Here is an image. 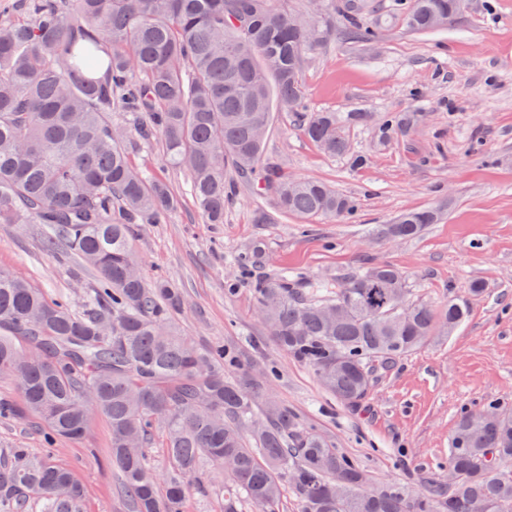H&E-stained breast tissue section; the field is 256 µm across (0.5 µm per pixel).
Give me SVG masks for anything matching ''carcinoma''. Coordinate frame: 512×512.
Returning <instances> with one entry per match:
<instances>
[{
	"label": "carcinoma",
	"instance_id": "1",
	"mask_svg": "<svg viewBox=\"0 0 512 512\" xmlns=\"http://www.w3.org/2000/svg\"><path fill=\"white\" fill-rule=\"evenodd\" d=\"M397 6L410 29L426 32L453 21L462 0ZM323 8L310 0L315 41L286 0H30L25 17L0 18V224L45 225V248L79 259L96 279L77 313L0 269V376L21 398L0 397V417L34 416L44 444L39 455L14 448L0 462V512H23L31 501L82 512L84 486L56 445L81 440L91 412L110 424L112 466L135 512H185L206 462L227 468L224 512L246 502L278 512L286 487L299 512H512L511 407L492 399L460 408L449 480L432 477L419 493L374 484L325 435L264 397L265 376H224L239 355L183 336L172 321L180 292L147 281L133 255V225L167 223L177 198L129 162L125 131L112 125L117 108L137 115L144 139H160L207 224L224 223L230 171L258 176L286 214L354 212L329 185L262 162L276 111L299 113L303 135L323 152L349 151L336 113L302 112L307 53L336 35ZM368 8L347 4L366 45L376 39L358 24ZM408 122L389 115L377 133L389 138ZM440 218L436 208L414 209L374 234L410 239ZM323 288L307 293L280 274L254 292L274 342L351 409L365 403L379 371L451 333L484 292L476 282L441 309L413 302L405 276L388 264ZM157 430L169 461L160 480L147 453Z\"/></svg>",
	"mask_w": 512,
	"mask_h": 512
}]
</instances>
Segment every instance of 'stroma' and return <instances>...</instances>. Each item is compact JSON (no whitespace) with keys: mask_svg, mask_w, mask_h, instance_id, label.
I'll return each instance as SVG.
<instances>
[{"mask_svg":"<svg viewBox=\"0 0 512 512\" xmlns=\"http://www.w3.org/2000/svg\"><path fill=\"white\" fill-rule=\"evenodd\" d=\"M346 0H330L338 35L307 56L303 106L343 119L351 154H325L298 129L293 113L276 115L265 153L288 175L326 182L352 197L345 219H301L279 212L272 191L231 177L232 201L220 224L204 223L186 178L158 141L133 131L129 114L114 125L128 135L133 167L166 182L180 198L168 223L134 226L132 248L147 279L179 288L176 326L199 344L243 351L247 367L269 371L267 391L309 426L329 437L374 481L398 480L416 492L445 474L448 437L462 405L494 398L512 406V0H464L448 27L407 28L394 0H377L364 23L378 32L361 45L344 36ZM414 114L411 125L382 140L386 115ZM434 206L440 223L412 240L372 236L402 212ZM40 224H0V268L82 308L93 280L74 258L42 246ZM390 264L406 277L411 299L435 305L483 281L452 336H438L380 374L362 410L354 411L320 386L315 374L282 351L257 313L253 284L280 272L300 285L338 281L359 265ZM34 418H0V452L43 445ZM111 432L93 415L80 441L61 442L57 457L86 489L84 512H133L123 477L113 470ZM224 475L204 465L186 512H222Z\"/></svg>","mask_w":512,"mask_h":512,"instance_id":"obj_1","label":"stroma"}]
</instances>
